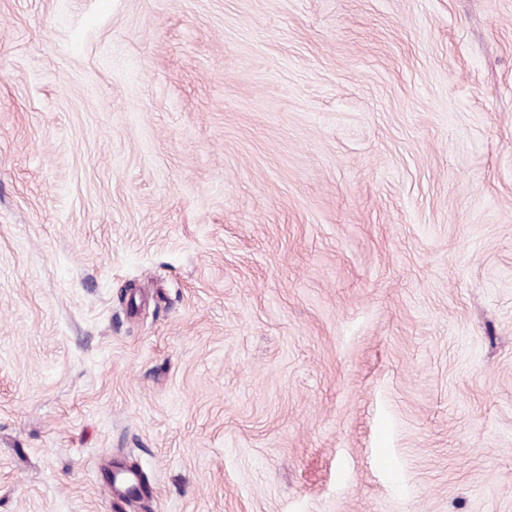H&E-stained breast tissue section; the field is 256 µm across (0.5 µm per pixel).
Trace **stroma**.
<instances>
[{
	"mask_svg": "<svg viewBox=\"0 0 512 512\" xmlns=\"http://www.w3.org/2000/svg\"><path fill=\"white\" fill-rule=\"evenodd\" d=\"M0 512H512V0H0Z\"/></svg>",
	"mask_w": 512,
	"mask_h": 512,
	"instance_id": "1",
	"label": "stroma"
}]
</instances>
